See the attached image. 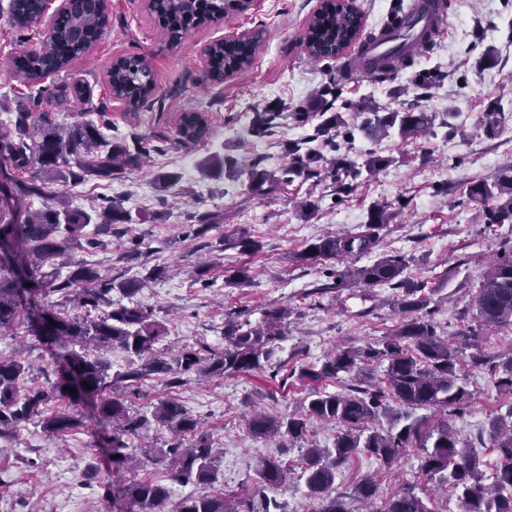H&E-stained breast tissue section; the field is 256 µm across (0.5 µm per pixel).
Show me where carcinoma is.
I'll use <instances>...</instances> for the list:
<instances>
[{
	"instance_id": "1",
	"label": "carcinoma",
	"mask_w": 512,
	"mask_h": 512,
	"mask_svg": "<svg viewBox=\"0 0 512 512\" xmlns=\"http://www.w3.org/2000/svg\"><path fill=\"white\" fill-rule=\"evenodd\" d=\"M246 0H145L149 13L161 22L164 35L172 44L182 42L188 32L219 18L246 11ZM43 0H10L11 25L25 31L39 24ZM105 19L94 0H70L39 40L38 49L13 58L14 74L25 83L35 85L49 72L62 73L83 57L104 33ZM365 17L355 4L346 0L340 6H319L310 16L304 46L315 61H334L344 48L340 42L352 43L362 37ZM261 34L256 32L244 42L219 41L210 49L206 81L219 83L224 78L248 69L254 61ZM112 95L145 104L155 91L152 68L144 55L117 57L108 71ZM437 76L420 73L413 79L415 96L407 108L380 111L369 100L345 101L342 107L351 111L358 123H348L342 113L333 111L341 95V84L331 80L321 87L314 102L293 113L302 123L315 112L322 120L292 148L287 165L277 170L265 166L266 157L257 156L244 170L249 185L256 191L297 178H321V155L311 147L316 141L336 153L328 174L339 190L346 189L337 174L357 179L362 173L371 176L386 168L391 159L374 152L362 163L342 152L355 141V132L370 138L398 136L408 141L433 131L436 117L420 111ZM34 98L12 112L8 123L0 124V243L7 250L0 257V334L20 326L40 338L52 358L55 380L47 388L20 390L18 383L26 372L17 360L0 361V438L13 437L29 422L39 419L52 435L62 436L79 424L67 412L44 415L53 400L74 404L83 398L98 400L95 419L98 425L115 427L111 448L115 458L112 469L135 472L155 456L170 462L173 479L182 484H210L217 479L219 456L208 431L186 414L174 399L155 407L152 417L132 414L123 400L108 395L116 380L109 374L110 364L99 351L114 345L132 357L122 379L138 381L150 375H175L191 370L225 374L256 371L264 368L283 337L282 327L291 313L281 306L265 313L253 325L249 321L229 319L224 322V350L204 355L199 350L185 349L175 359L159 354L156 344L167 334L153 309L136 300L146 282L163 277L164 269L153 267L143 275L120 282L105 276L95 265L84 260L60 261L72 250L96 249L101 241L91 238L87 227L96 223L103 231L116 224L131 221L130 213L115 198H103L101 210L89 213L74 209L58 194L49 190L51 182L61 180L73 185L93 181L98 186L112 182L125 170L142 167L145 151L131 152L106 131L112 122L106 109L97 108L96 122L61 124L55 114L39 108ZM286 106L266 108L254 113L251 133L272 136L280 126ZM209 134L208 117L200 112H187L178 122L177 135L186 143H196ZM207 174L214 170L235 173L237 162L229 157H211L201 165ZM467 197L480 206L483 223L512 224V166L503 167L489 184L475 180L467 186ZM42 200V207L31 202ZM387 206L375 204L366 230L360 234H329L309 243L302 259H361L374 252L380 234L391 219ZM406 257L395 255L379 258L343 273H327L330 289L345 288L349 281L367 287L390 286L402 289L398 308L414 312L427 306L426 284L402 278ZM68 269L61 275L60 269ZM31 283L27 287L23 282ZM120 293L127 302L112 299ZM73 300L78 313L70 315L56 310L53 295ZM477 327L468 330L476 337L479 329L512 327V245L499 254L484 280L469 301ZM472 366L485 370L495 386L512 396V360L506 364L478 350L469 355ZM386 364L383 376L364 387L352 385L345 392L312 390L301 415L273 417L254 413L247 420L249 431L259 437H280L282 457L263 459L254 470L256 485L282 487L288 484L290 468L285 455L291 443L303 439L311 420L334 421L342 426L333 446L313 444L304 454L298 479L317 502L314 512H351L346 495L336 492V471L354 457L374 458L382 469L394 466L408 448L419 450L420 469L432 482L449 487L459 502V512H512V421L501 417L491 421L490 440L498 454L491 474L492 484H484L483 462L464 442L448 429V421L430 424L427 415L417 410H432L451 415L462 409L469 398L461 375L458 347L441 337L430 313L408 317L399 331L381 346L343 348L329 354L319 368L304 367L299 377L312 381L337 379L342 375L360 377L369 365ZM73 370L79 378L77 393L68 391L70 382L63 371ZM387 415V425L373 426L379 414ZM156 423L169 429L177 438L166 448L143 445L129 449L127 439L140 437ZM191 437L183 445L180 435ZM377 483L361 479L351 495L365 502L376 497ZM128 502L127 512H157L169 497V488L143 478H132L120 488ZM176 512H287L285 504L274 498L261 497L248 502L222 496L188 495L180 500ZM375 512H432L412 484H405Z\"/></svg>"
}]
</instances>
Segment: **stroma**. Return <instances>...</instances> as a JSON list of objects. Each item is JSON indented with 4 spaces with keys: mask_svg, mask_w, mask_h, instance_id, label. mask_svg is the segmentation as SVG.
Wrapping results in <instances>:
<instances>
[{
    "mask_svg": "<svg viewBox=\"0 0 512 512\" xmlns=\"http://www.w3.org/2000/svg\"><path fill=\"white\" fill-rule=\"evenodd\" d=\"M8 4L0 0V101L6 106L0 121L6 120L7 109L37 96L46 111L68 124L96 119L95 109L102 105L115 136L145 138L150 149L143 167L124 171L109 186L56 182L52 189L74 208L88 211L113 197L130 212L131 222L115 226L103 247L85 258L118 279L164 268L163 278L138 296L167 328L159 353L171 355L184 348L218 352L224 348V320L230 313L244 311L256 324L274 307L293 310L289 331L273 358L278 375L266 370L207 377L190 372L175 384L162 376L117 383L118 397L145 415L160 400H177L211 433L219 452L220 474L208 485L175 483L166 460L147 461L140 477L170 488L159 512H173L189 494L220 491L241 500L263 494L251 479L252 468L258 459L277 456L280 450L274 440L249 433V413H300L313 384L299 379L297 369L320 364L335 349L376 344L397 331L405 315L396 307L394 289L353 282L332 290L326 286L328 271L346 270L352 259L300 258L311 239L364 231L374 204H390L394 212L380 233L377 255H404L408 275L433 288L427 309L440 335L463 354L479 349L502 361L512 359V329L475 338L464 333L476 324L468 310L472 294L500 253L502 241L512 238V225L488 228L477 223V209L466 196L471 181L493 180L500 168L512 165V0H451L446 24L429 52L417 57L414 69L398 72L387 82L357 75L342 80L343 99L367 98L384 107L411 100L414 74H438L425 109L439 118L450 116L458 134L410 141L394 134L380 140L359 136L353 153L373 150L391 159L377 176L354 181L346 192L337 191L328 179L299 178L262 194L250 191L242 178L232 180L219 172L203 175L200 164L214 153L234 157L243 166L263 155L267 167L278 168L289 162L295 142L311 134V126L290 118L270 137L251 135L250 126L254 113L265 108L306 104L330 75L338 73L340 62H312L302 43L319 0H253L247 12L192 29L178 45L168 43L144 0H111L99 42L68 72L37 87L14 77L12 56L38 40L21 42L10 25ZM256 31L262 38L246 72L219 84L204 82L205 50L211 43ZM488 48L497 58L491 68L480 63ZM130 55L150 59L156 86L150 101L135 109L112 98L106 76L114 57ZM77 83L85 88L87 100L75 96ZM492 104L504 117L495 136L487 135L481 125ZM189 111L206 113L210 124L207 139L193 146L180 142L176 134L180 115ZM159 173L173 176L166 188L156 186ZM307 199L318 205L311 217L299 207ZM203 213L213 215L215 222L199 233L196 217ZM243 236L258 241V249L241 252L237 241ZM242 265L251 268V284L229 285L228 276ZM16 358L27 368L21 389L45 385V374L52 369L49 356L22 327L0 335V361ZM463 375L471 393L464 410L449 416L436 413L431 420L447 421L460 440L474 442L486 434L489 418L505 413L511 400L483 370L467 366ZM48 409L75 414L79 424L57 437L35 422L14 439H0V507L26 512L34 503L41 512H123L119 489L125 478L107 464L90 407L55 401ZM380 475L378 502L410 483L432 512H458L453 492L435 488L422 475L417 451L405 452L392 472ZM264 494L286 502L288 512H313L315 507L303 482L294 478Z\"/></svg>",
    "mask_w": 512,
    "mask_h": 512,
    "instance_id": "1",
    "label": "stroma"
}]
</instances>
